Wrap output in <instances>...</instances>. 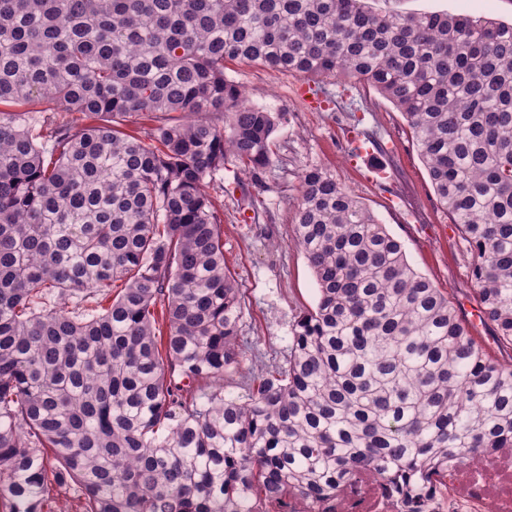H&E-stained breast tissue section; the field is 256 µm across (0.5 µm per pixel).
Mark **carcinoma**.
<instances>
[{
    "mask_svg": "<svg viewBox=\"0 0 512 512\" xmlns=\"http://www.w3.org/2000/svg\"><path fill=\"white\" fill-rule=\"evenodd\" d=\"M355 77L404 115L512 350V24L368 0H0V512H254L372 466L420 481L512 447V357L336 176L300 177L318 285L285 363L243 364L216 198L277 117L224 72ZM46 100L97 122L35 119ZM145 115L136 132L126 118ZM107 305L87 313L80 302ZM73 307H68L69 302Z\"/></svg>",
    "mask_w": 512,
    "mask_h": 512,
    "instance_id": "carcinoma-1",
    "label": "carcinoma"
}]
</instances>
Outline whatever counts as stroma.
Segmentation results:
<instances>
[{"mask_svg":"<svg viewBox=\"0 0 512 512\" xmlns=\"http://www.w3.org/2000/svg\"><path fill=\"white\" fill-rule=\"evenodd\" d=\"M382 12H448L512 21V0H370ZM228 79L278 118L272 162L256 179L240 162L224 169V259L244 298L248 344L225 393L241 396L253 376L288 355L296 317L315 307V277L292 243L300 177L324 168L400 241L410 264L447 292L475 336L491 344L471 292L467 246L439 207L410 128L378 91L352 77L303 78L248 62L227 64ZM360 138L372 156L354 154Z\"/></svg>","mask_w":512,"mask_h":512,"instance_id":"1","label":"stroma"}]
</instances>
